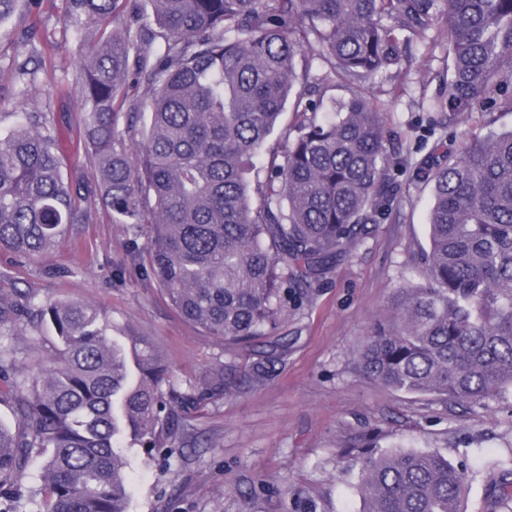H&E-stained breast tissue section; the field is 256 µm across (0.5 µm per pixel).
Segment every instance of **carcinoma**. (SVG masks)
<instances>
[{"label":"carcinoma","mask_w":512,"mask_h":512,"mask_svg":"<svg viewBox=\"0 0 512 512\" xmlns=\"http://www.w3.org/2000/svg\"><path fill=\"white\" fill-rule=\"evenodd\" d=\"M65 2L92 174L63 171L50 113H21L0 131V250L41 254L97 202L149 233L144 272L185 320L226 345L269 344L242 370L212 368L192 398L146 351L131 382L99 309L1 295L0 402L15 423L0 422V512H127L122 449L174 453L188 403L273 376L289 296L309 297L400 195L378 105L355 95L321 116L294 87L365 83L438 19L452 68L432 107L477 112L489 131L462 132L414 168L432 187L428 247L353 359L380 385L445 404L512 393V129H494L512 109V0H148L149 25L139 0ZM305 53L321 73L297 72ZM288 108L294 131L271 150L255 205L248 174ZM25 315L51 333L49 356L13 344ZM340 454L359 465L362 512H464L469 476L439 451L358 428ZM487 470L489 512H512V456Z\"/></svg>","instance_id":"1"}]
</instances>
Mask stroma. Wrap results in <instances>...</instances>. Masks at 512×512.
Listing matches in <instances>:
<instances>
[{"mask_svg":"<svg viewBox=\"0 0 512 512\" xmlns=\"http://www.w3.org/2000/svg\"><path fill=\"white\" fill-rule=\"evenodd\" d=\"M32 18L45 68L21 79L13 62L33 47L22 37ZM402 54L399 69L358 89L385 112L395 136L404 163L396 173L400 202L280 326L288 355L270 381L185 409L181 418L191 435L179 455L165 448L131 450L128 512H361L338 454L349 427L361 424L466 465L473 473L467 512H479L490 497L482 466L512 453V394L486 407L447 406L374 383L360 374L352 356L391 304L395 288L412 275L427 243L431 190L413 180L411 168L449 131L447 113L427 107L451 64L438 27L414 38ZM74 55L62 0H26L0 25V127H10L17 112L52 113L63 167L80 178L87 168ZM145 243L93 205L87 222L58 238L46 256L21 258L0 250V290H31L44 299L95 306L110 319L117 346L128 352L134 339L144 340L185 391L197 388L216 364H244V352L183 320L145 276L133 254ZM51 267L65 269V276L48 275Z\"/></svg>","mask_w":512,"mask_h":512,"instance_id":"35a3bbf8","label":"stroma"}]
</instances>
